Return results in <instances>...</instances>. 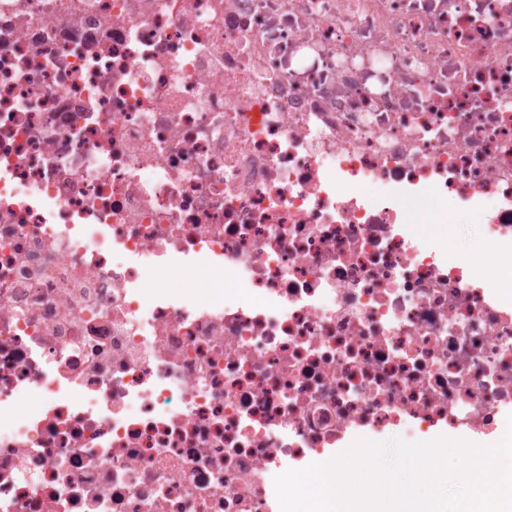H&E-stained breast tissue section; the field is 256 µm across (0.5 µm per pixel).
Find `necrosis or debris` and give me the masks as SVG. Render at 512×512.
<instances>
[{"mask_svg": "<svg viewBox=\"0 0 512 512\" xmlns=\"http://www.w3.org/2000/svg\"><path fill=\"white\" fill-rule=\"evenodd\" d=\"M507 250L512 0H0V512L497 442ZM459 230L455 226H450L448 230V252L449 254L468 253L475 254L481 252V242L478 235L477 225L458 224ZM452 246V249L449 248Z\"/></svg>", "mask_w": 512, "mask_h": 512, "instance_id": "obj_1", "label": "necrosis or debris"}]
</instances>
